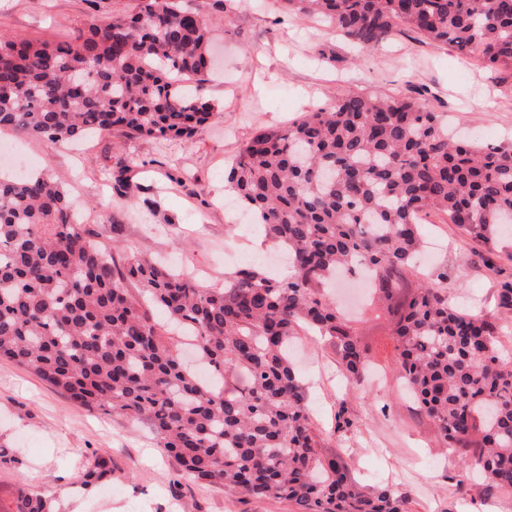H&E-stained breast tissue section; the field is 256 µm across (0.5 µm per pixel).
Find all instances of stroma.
I'll return each instance as SVG.
<instances>
[{
    "label": "stroma",
    "instance_id": "obj_1",
    "mask_svg": "<svg viewBox=\"0 0 512 512\" xmlns=\"http://www.w3.org/2000/svg\"><path fill=\"white\" fill-rule=\"evenodd\" d=\"M212 19L215 70L206 94L220 121L189 140L128 138L103 133L53 145L5 130L0 144L17 146L48 170L76 200L83 221L102 244L119 242L143 255L183 264L205 286L265 259L274 247L261 227L224 205V167L260 130L284 128L305 113L335 106L348 90L417 98L481 144L512 143V70L402 28L371 51L273 0H190ZM135 0H0V35L35 41L73 39L110 9ZM128 165L130 189L116 195L112 175ZM421 231L436 243L433 265L448 268L452 303L498 315L512 362V311L498 290L512 280V240L487 249L444 215H424ZM382 370L367 385L348 384L328 344L295 340V359L323 451L340 455L366 486L384 483L410 496L412 512H512V498L470 499L455 491L458 469L433 423L401 394L394 343L385 321L364 328ZM352 429H338L339 413ZM0 442L15 459L0 465V500L21 486L50 497L57 512H290L288 504L233 496L179 476L148 426L88 410L32 372L0 359ZM112 457V474L98 485L76 484L92 454Z\"/></svg>",
    "mask_w": 512,
    "mask_h": 512
}]
</instances>
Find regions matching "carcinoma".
Instances as JSON below:
<instances>
[{
  "label": "carcinoma",
  "instance_id": "carcinoma-1",
  "mask_svg": "<svg viewBox=\"0 0 512 512\" xmlns=\"http://www.w3.org/2000/svg\"><path fill=\"white\" fill-rule=\"evenodd\" d=\"M363 48L400 27L512 68V0H281ZM210 25L183 0H137L70 42L0 36V128L50 143L91 132L191 139L219 118L204 93ZM233 201L284 250L289 271L248 264L210 288L79 223L41 171L0 173V358L80 406L142 420L197 481L295 512H409L394 488L362 487L327 457L290 358L302 331L333 348L352 384L370 348L329 294L336 272L372 276L397 379L458 457L456 487L512 496V364L502 322L448 303V268L414 280L420 216L445 215L486 246L512 233V144L448 139L410 97L348 90L329 110L263 130L225 174ZM181 329L221 382L180 358ZM111 473L97 454L81 486ZM0 512H55L21 487Z\"/></svg>",
  "mask_w": 512,
  "mask_h": 512
}]
</instances>
